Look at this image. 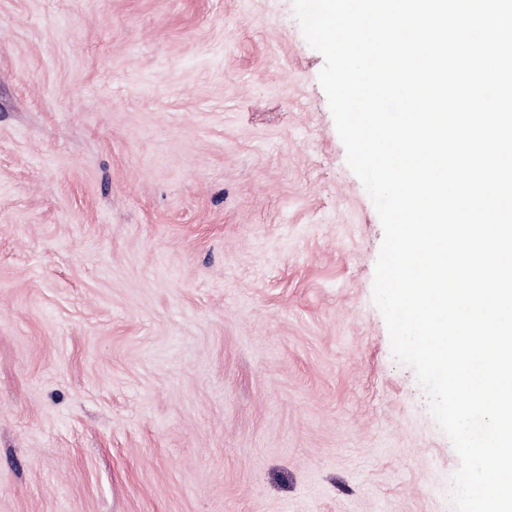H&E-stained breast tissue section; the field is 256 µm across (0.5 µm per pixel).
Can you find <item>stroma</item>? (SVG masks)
Returning <instances> with one entry per match:
<instances>
[{"label":"stroma","mask_w":512,"mask_h":512,"mask_svg":"<svg viewBox=\"0 0 512 512\" xmlns=\"http://www.w3.org/2000/svg\"><path fill=\"white\" fill-rule=\"evenodd\" d=\"M293 0H0V512H454Z\"/></svg>","instance_id":"obj_1"}]
</instances>
